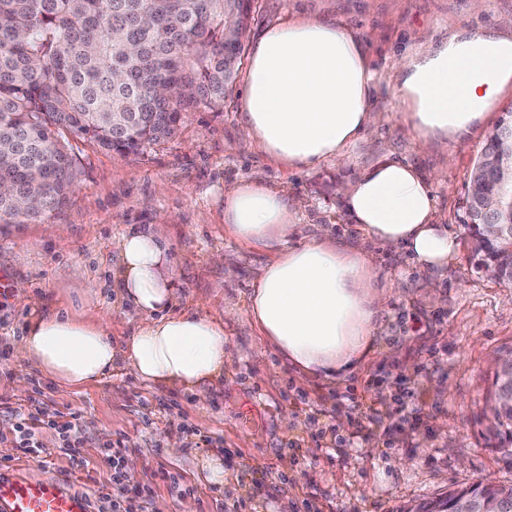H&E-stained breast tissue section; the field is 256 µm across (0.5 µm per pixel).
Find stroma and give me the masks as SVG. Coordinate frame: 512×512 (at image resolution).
I'll return each instance as SVG.
<instances>
[{
  "instance_id": "1",
  "label": "stroma",
  "mask_w": 512,
  "mask_h": 512,
  "mask_svg": "<svg viewBox=\"0 0 512 512\" xmlns=\"http://www.w3.org/2000/svg\"><path fill=\"white\" fill-rule=\"evenodd\" d=\"M255 0L247 32L255 39L289 19L319 18L356 36L377 73L369 104L377 121L356 142L348 163L329 160L288 171L260 152L241 151L244 87L216 108L184 112L176 135L136 154L121 155L64 130L81 175L69 204L37 224H0V391L13 401L50 389V405L82 412L79 451L97 461L91 475L71 474L68 456L44 432L40 454L17 448L13 418L0 414V460L7 475L31 481L55 476L69 491L93 495L109 483L100 462L105 443L122 440L136 459L125 495L148 489L169 512H233L239 500L258 512H397L482 479L512 484V456L492 451L479 418L492 383L491 359L512 345V288L478 273L463 205L476 158L501 115L512 107L505 91L486 121L462 141L422 145L404 120L387 75L465 28L497 25L512 16V0ZM391 157L428 176L435 221L458 243L448 266L432 273L391 248L366 242L380 278H400L382 318L374 355L336 383L305 381L257 335L247 297L269 255L240 246L224 232V193L240 181L289 184L303 201L291 236L297 244L317 227L339 236L355 229L341 210L340 187ZM155 225L174 258V311L220 315L234 310L224 331L242 359L207 399L159 389L114 364L101 381L70 387L31 363L13 361L14 346L33 304L76 318L102 320L113 347H124L138 323L112 286L116 242L129 228ZM23 385H16L17 376ZM361 407H353L352 397ZM293 424L282 429L280 418ZM211 436L192 447L194 432ZM182 443L169 450V437ZM218 461L214 482L204 460Z\"/></svg>"
}]
</instances>
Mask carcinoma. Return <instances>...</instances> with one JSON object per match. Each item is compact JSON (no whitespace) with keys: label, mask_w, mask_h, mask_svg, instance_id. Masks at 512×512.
Instances as JSON below:
<instances>
[{"label":"carcinoma","mask_w":512,"mask_h":512,"mask_svg":"<svg viewBox=\"0 0 512 512\" xmlns=\"http://www.w3.org/2000/svg\"><path fill=\"white\" fill-rule=\"evenodd\" d=\"M251 0H0V223L50 218L71 200L80 170L58 134L69 130L119 154L171 137L182 113L224 103L236 86ZM512 127L507 111L482 154ZM474 164L463 223L496 182ZM488 398V433L512 446V396ZM471 504L512 486L481 480L423 502L413 512H452L457 492Z\"/></svg>","instance_id":"cac0c4a2"}]
</instances>
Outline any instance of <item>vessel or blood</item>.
Returning <instances> with one entry per match:
<instances>
[{
	"label": "vessel or blood",
	"instance_id": "obj_1",
	"mask_svg": "<svg viewBox=\"0 0 512 512\" xmlns=\"http://www.w3.org/2000/svg\"><path fill=\"white\" fill-rule=\"evenodd\" d=\"M0 512H90L87 496L66 491L56 477L38 481L0 475Z\"/></svg>",
	"mask_w": 512,
	"mask_h": 512
}]
</instances>
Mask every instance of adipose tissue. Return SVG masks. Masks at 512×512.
Here are the masks:
<instances>
[{"mask_svg": "<svg viewBox=\"0 0 512 512\" xmlns=\"http://www.w3.org/2000/svg\"><path fill=\"white\" fill-rule=\"evenodd\" d=\"M374 78L360 41L336 23L292 19L266 29L252 46L245 80L242 150L261 151L288 169L346 163L376 122ZM389 78L424 144L462 138L512 88V19L451 35ZM340 201L358 237L319 234L293 245L301 202L287 185L240 183L224 195L226 233L270 255L248 298L249 317L307 381H337L374 354L379 315L393 290L380 284L366 241L403 249L431 269L448 265L457 251L455 235L435 221L428 177L410 164L386 159L366 168L343 187ZM117 252L114 286L138 317L125 348H113L103 322L40 313L23 330L16 361L80 387L120 360L148 385L206 396L238 360L223 318L172 313L169 247L157 233L129 229Z\"/></svg>", "mask_w": 512, "mask_h": 512, "instance_id": "obj_1", "label": "adipose tissue"}]
</instances>
